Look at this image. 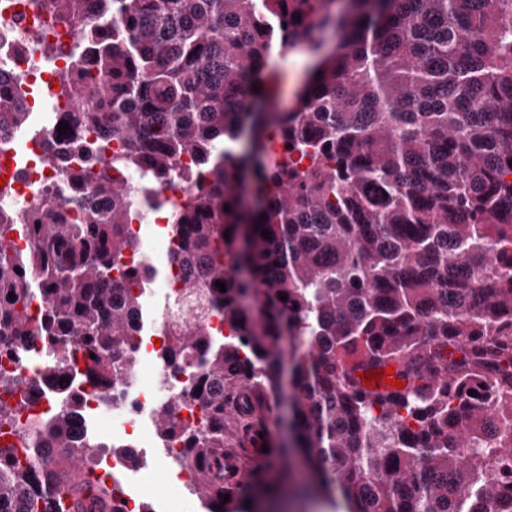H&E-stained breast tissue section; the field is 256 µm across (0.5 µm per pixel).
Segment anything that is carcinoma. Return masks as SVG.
Returning <instances> with one entry per match:
<instances>
[{"instance_id":"1","label":"carcinoma","mask_w":512,"mask_h":512,"mask_svg":"<svg viewBox=\"0 0 512 512\" xmlns=\"http://www.w3.org/2000/svg\"><path fill=\"white\" fill-rule=\"evenodd\" d=\"M50 9L75 28L68 54L89 49L98 70L84 75L79 57L60 84L88 108L79 120L108 133L75 147L99 170H67L102 205L74 224L48 186L26 224L0 209V353L20 359L40 338L53 350L45 378H72L79 354L81 380L113 388L137 370L149 319L145 272L124 262L144 254L132 224L157 201L156 180L189 179L183 158L196 156L212 178L164 232L202 278L169 300L198 297L223 329L173 326L158 359L187 379L153 420L160 441L187 449L208 512H270L283 489L341 497L350 512H512V0ZM276 45L314 63L293 111L255 112L250 80ZM287 81L269 71L260 97L276 99ZM26 121L0 84V130ZM112 140L123 151L108 162ZM129 167L152 181L130 182ZM36 298L46 308L34 325ZM285 338L289 441L276 446L266 418L281 406ZM389 361L408 387L365 394L357 371ZM18 386L0 377V512H85L90 498L126 512L88 478L97 444L73 435L77 395L27 427L38 383ZM194 407L200 427L178 419ZM251 448L264 463L248 470L243 497L224 485V459Z\"/></svg>"}]
</instances>
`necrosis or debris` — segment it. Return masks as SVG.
<instances>
[{"label":"necrosis or debris","mask_w":512,"mask_h":512,"mask_svg":"<svg viewBox=\"0 0 512 512\" xmlns=\"http://www.w3.org/2000/svg\"><path fill=\"white\" fill-rule=\"evenodd\" d=\"M69 39L67 27L40 9L38 0H0V77L18 90L17 101L33 123L32 129L15 128L7 132L19 161L7 194L0 196V206L20 214L41 207L45 187L64 180L62 166L48 160L50 150L75 139L93 141L103 135L97 126L73 124L75 107L69 96L54 98L48 106L39 95L40 88L56 79L66 65L64 57L43 56L42 44ZM63 122L69 123L70 128L61 134L57 128ZM193 189L190 181L162 189L163 205L146 210L143 220L136 225L138 233H151L154 226L167 223L170 215L190 198ZM200 315L197 302L191 298L176 307H160L156 329L137 342L148 371L135 373L123 388L112 391L88 381L77 386L57 381L45 385L33 408L34 418L56 411L76 392L82 397V410L74 420L78 436L88 435L91 419L111 416L114 451L107 455L105 466L89 469L92 479L117 483L143 466L147 446L144 416L155 406L175 398L179 389L172 369L156 358L155 342L164 339L166 327L174 322ZM184 453L179 443L164 444L155 467L165 482L176 487L189 486L194 479Z\"/></svg>","instance_id":"obj_1"}]
</instances>
